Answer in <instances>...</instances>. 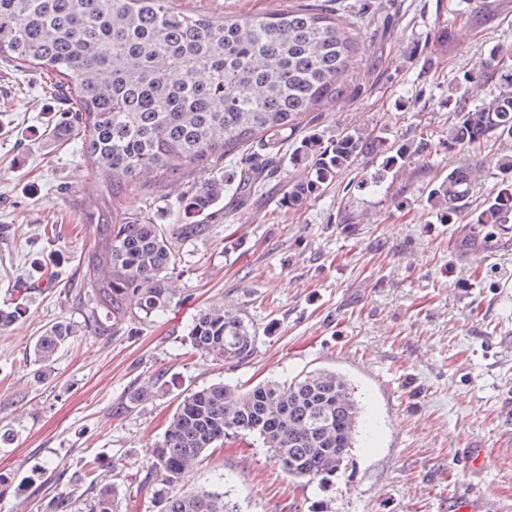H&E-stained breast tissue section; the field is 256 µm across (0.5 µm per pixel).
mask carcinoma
<instances>
[{
    "mask_svg": "<svg viewBox=\"0 0 512 512\" xmlns=\"http://www.w3.org/2000/svg\"><path fill=\"white\" fill-rule=\"evenodd\" d=\"M360 53L357 29L335 13L301 7L262 17H212L188 13L175 0H0V59L21 69H50L73 111L58 127L80 141L111 199L143 191L142 179L177 176L185 167L205 172L240 157L233 193L251 192L262 162L244 152L256 145L267 159L300 120L346 91ZM452 122L448 150H466L471 161L448 169L425 188L420 205L440 224L466 217L462 243L491 241L512 224V44L487 49L471 70L448 83ZM384 169L401 170L431 155L426 141L389 140L381 130L352 128L328 138L313 133L288 155L306 175L288 182L281 205L303 207L339 174L368 154ZM494 180L483 208L468 211L476 173ZM224 198V183L205 180L179 201L184 222L178 238L197 236ZM98 242L83 256L89 287L84 327L108 317L116 325L135 317L152 322L183 298L175 285L177 245L162 225L106 209L88 214ZM66 321L51 324L30 356L46 369L75 336ZM188 339L195 350L240 362L258 343L247 316L222 306L197 310ZM360 410L344 377L317 369L290 384L251 388L213 384L185 395L154 448L151 468L160 488L158 512H242L219 489L182 492L207 451L228 438L256 436L290 477L328 483L353 448ZM116 486L98 490L91 512H118Z\"/></svg>",
    "mask_w": 512,
    "mask_h": 512,
    "instance_id": "obj_1",
    "label": "carcinoma"
}]
</instances>
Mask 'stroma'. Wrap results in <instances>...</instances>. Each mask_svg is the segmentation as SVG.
I'll list each match as a JSON object with an SVG mask.
<instances>
[{
	"label": "stroma",
	"instance_id": "stroma-1",
	"mask_svg": "<svg viewBox=\"0 0 512 512\" xmlns=\"http://www.w3.org/2000/svg\"><path fill=\"white\" fill-rule=\"evenodd\" d=\"M192 13L261 16L306 0H178ZM361 54L336 105L304 117L297 140L361 127L393 139H428L436 151L380 186L366 155L298 210L279 204L300 168L280 161L245 199L225 194L204 230L182 241L177 286L184 302L152 323L128 320L82 331L38 372L28 351L56 321L77 325L82 255L99 204L77 141L50 130L69 101L35 69L0 60V306L30 283L24 315L0 329V512H44L54 499L90 512L100 485L119 484L121 512H157L150 455L190 391L221 382L289 383L314 369L341 372L361 423L351 462L331 483L292 478L253 437L212 449L190 488L224 490L243 512H448L467 493L475 512H512V233L473 249L460 224H441L417 203L431 181L465 163L447 153L449 82L489 46L512 43V0H375ZM184 169L145 193L111 200L173 228L177 201L202 177ZM232 306L260 328L248 359L227 364L192 349L198 309ZM164 388L133 404L148 379ZM480 448L479 465L468 459ZM99 461L97 482L82 476Z\"/></svg>",
	"mask_w": 512,
	"mask_h": 512
}]
</instances>
